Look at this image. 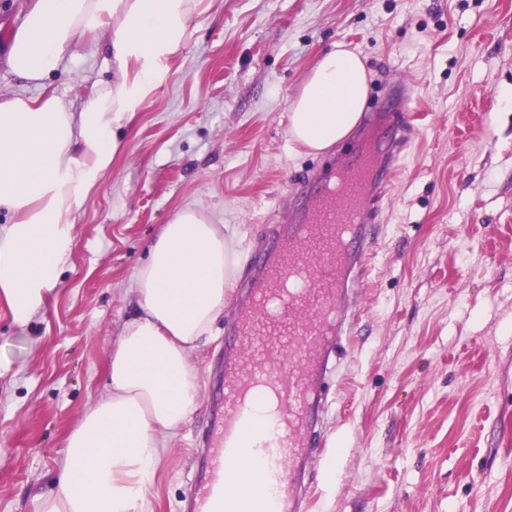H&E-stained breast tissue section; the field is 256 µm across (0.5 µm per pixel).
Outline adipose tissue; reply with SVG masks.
I'll return each instance as SVG.
<instances>
[{"instance_id":"ef3b65f1","label":"adipose tissue","mask_w":512,"mask_h":512,"mask_svg":"<svg viewBox=\"0 0 512 512\" xmlns=\"http://www.w3.org/2000/svg\"><path fill=\"white\" fill-rule=\"evenodd\" d=\"M214 0H37L14 33L10 71L38 84L108 31L114 79L81 109L54 95L0 97V302L26 329L54 299L74 253L77 214L122 150L133 123L164 81L192 24ZM367 73L344 46L325 53L290 104L293 146L322 152L358 124ZM234 243L203 210L180 208L148 246L131 291L136 311L108 363L105 391L66 437L61 470L37 512H143L157 466L197 409L192 352L224 313L237 272Z\"/></svg>"}]
</instances>
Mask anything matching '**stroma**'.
I'll use <instances>...</instances> for the list:
<instances>
[{
  "label": "stroma",
  "instance_id": "obj_1",
  "mask_svg": "<svg viewBox=\"0 0 512 512\" xmlns=\"http://www.w3.org/2000/svg\"><path fill=\"white\" fill-rule=\"evenodd\" d=\"M31 5L0 0V93L81 108L112 80L103 47L40 86L6 65ZM339 43L360 54L369 91L406 76L417 112L325 424L338 458L317 466L311 512H512V0H215L83 204L47 311L21 331L0 304V512H35L57 476L162 224L198 207L248 266L298 205L299 176L363 138L361 122L319 154L288 144L290 102ZM233 318L225 308L192 357L200 404L145 512H181Z\"/></svg>",
  "mask_w": 512,
  "mask_h": 512
}]
</instances>
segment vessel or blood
<instances>
[{"instance_id":"b4317fda","label":"vessel or blood","mask_w":512,"mask_h":512,"mask_svg":"<svg viewBox=\"0 0 512 512\" xmlns=\"http://www.w3.org/2000/svg\"><path fill=\"white\" fill-rule=\"evenodd\" d=\"M410 87L370 124L411 133ZM394 147L365 146L341 164L325 163L303 179L304 205L289 223L272 225L276 249L242 279L231 303L236 319L224 327L223 400L200 441L198 470L185 512H222L237 496L231 469L260 461L271 494L261 512H304L314 457L330 446L322 425L332 387L352 344L353 301L378 247L376 223L391 193ZM283 363H275L274 355ZM272 403L266 424L244 442L257 397Z\"/></svg>"}]
</instances>
